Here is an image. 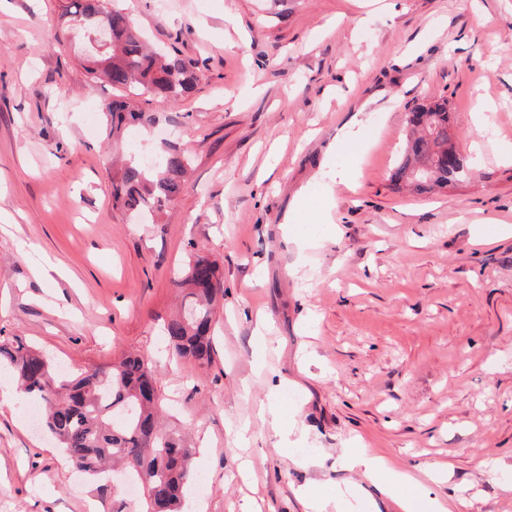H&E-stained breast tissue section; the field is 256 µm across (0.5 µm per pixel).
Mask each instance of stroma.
Listing matches in <instances>:
<instances>
[{
    "label": "stroma",
    "instance_id": "1",
    "mask_svg": "<svg viewBox=\"0 0 512 512\" xmlns=\"http://www.w3.org/2000/svg\"><path fill=\"white\" fill-rule=\"evenodd\" d=\"M59 5L0 0V337L74 369L147 357L163 430L196 450V512H310L299 487L364 484L355 437L462 512H512V0H121L199 76L133 99L192 157L159 224L112 206L113 158L156 136L106 139L114 92ZM441 100L474 174L396 188L410 112ZM197 254L224 283L202 369L164 336ZM40 414L0 405V512H140Z\"/></svg>",
    "mask_w": 512,
    "mask_h": 512
}]
</instances>
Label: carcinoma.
I'll return each mask as SVG.
<instances>
[{
	"mask_svg": "<svg viewBox=\"0 0 512 512\" xmlns=\"http://www.w3.org/2000/svg\"><path fill=\"white\" fill-rule=\"evenodd\" d=\"M63 34L73 29L87 38L101 26L112 33L111 44L86 58V71L118 91L106 107V134L121 138L131 127L154 126L159 117L136 110L122 90L135 89L166 100H178L195 88V65L173 51L150 49L126 9L114 0H65ZM410 122L419 134L407 141L392 175L394 184L410 183L418 189L446 185L469 178L473 165L462 155L453 168L439 160L448 133V103L420 106ZM191 158L176 143L160 146L153 165L133 158L112 173L115 206L145 219L160 217L180 195ZM173 285L184 293V310L166 325L173 357L199 367L214 354L211 326L213 304L224 294L215 263L196 255ZM12 375L19 392L44 407L43 426L63 448L76 469L99 476L107 466L121 464L125 476L142 486L144 512H181L187 485L194 479V449L169 434L159 432L158 379L142 355L128 354L107 365L91 366L77 373L44 355L19 338H0V373Z\"/></svg>",
	"mask_w": 512,
	"mask_h": 512,
	"instance_id": "1",
	"label": "carcinoma"
}]
</instances>
